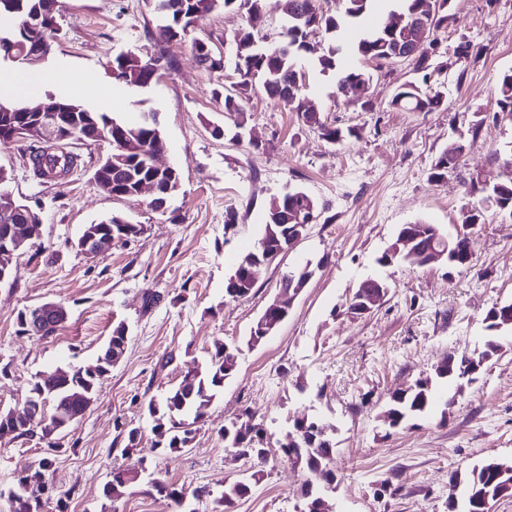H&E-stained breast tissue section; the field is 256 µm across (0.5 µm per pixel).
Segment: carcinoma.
Returning <instances> with one entry per match:
<instances>
[{
    "label": "carcinoma",
    "instance_id": "1",
    "mask_svg": "<svg viewBox=\"0 0 512 512\" xmlns=\"http://www.w3.org/2000/svg\"><path fill=\"white\" fill-rule=\"evenodd\" d=\"M223 2L224 9L232 10L238 0H155V7L160 18L170 30L171 40L181 41L195 22L213 11L218 2ZM284 16L280 44L266 47L256 38L254 28L264 17V0H247L249 4L248 25L239 28L233 37L236 71L238 72L237 91L224 95V112L228 115L242 114L243 103L250 96L260 91L269 99L292 112H299L303 121L320 131L322 138L332 144L340 145L349 137L358 135L355 128L342 129L325 124L318 112L304 108L302 96L304 75L296 69L295 59L305 55L315 56L316 66L323 73L334 71L338 76V89H351L360 108L364 112L374 111V104L369 98V88L373 74L358 68H341V59L345 55L372 60L392 62L404 55L414 64L415 71L422 74L421 82H411L401 87L391 99L389 106L406 112H432L443 103V93L432 89L431 76L440 67L438 63L441 52L438 35L446 32L448 26L455 22V0H442L446 9L437 20H430L427 12L429 0H394L397 4L395 13L404 18V22L395 29L382 26L366 29L351 43L338 39L342 26L359 23L373 11L377 0H336V8L323 6L322 0H280ZM427 24L432 27L426 43L417 37L415 25ZM320 32L328 37L329 42L323 48L311 44L310 36ZM192 51L200 65L208 70L224 67L222 58L211 54L208 45L200 40L192 43ZM481 52V48L464 40L453 48L456 61L464 64ZM166 55L161 53L147 60L136 54L119 55L112 59V77L120 82L134 84L147 82L151 74L158 71ZM496 105L503 117L512 121V69L500 72L495 79ZM158 126L141 121L125 125L127 142L132 144L135 153L129 156L127 165L112 171L113 188L128 189L135 180L154 175L147 155L152 149ZM462 139H450L448 145L432 161L429 177L435 182L444 179L448 169L454 167L465 151ZM33 175L45 178L54 172L67 173L74 165V157L68 153H58L46 147L32 149L30 154ZM470 200L463 211L461 228L455 235L444 234L436 224L418 222L412 225L418 238L417 246L424 251L432 245L451 247L453 267L469 268L473 263L470 249L469 230L476 224L486 223L487 217L505 213L512 217V174L495 180H476L471 182ZM323 207L305 191L294 189L279 196V209H268L265 233L258 242V247L245 254L237 267L247 265L250 260L261 255V246H269L277 241L283 248H288V237L297 232L301 224L309 220H319ZM254 282L240 279L236 282L227 278L225 295L235 293L243 300L251 295ZM487 319L486 329L490 338L486 342L484 353H489L494 341L500 336L512 334V302H504L499 308V318ZM123 331L119 326L113 330L107 345L98 359L103 367L109 368L123 356ZM239 348L224 344L208 354L206 371L193 373L188 371L181 380L155 407V401L147 405L149 416L153 417L152 430L159 437L156 444L166 451L187 448L195 438L198 424L205 417V408L224 388V382L232 378L237 369ZM469 352L454 355L453 372L441 373L437 370L421 378L399 397H393L387 409L399 414L398 427H405L410 421L426 416L434 404V391L442 381L460 382L465 379ZM103 373H90L79 369L69 373L70 385L59 387L52 379L42 376L29 388L26 402L48 403L51 412L48 420L40 428L41 437L49 438L55 431L65 428L64 422L55 419L54 412L59 408L73 414H80L84 408L80 400L94 398ZM8 425L22 436H31L33 432L26 427L20 412H0V427ZM218 436L224 441L225 451L241 458H248L259 463L267 460L264 429L253 422V416L243 414L239 422L227 424L219 429ZM282 454L304 464L310 474L303 489H319L321 479L328 473V466L333 462L330 452L335 445H330L313 433L305 438H296V442L280 445ZM52 461L42 459L35 466L24 467L17 479V489L9 496L11 512H43L44 495L49 490L50 468ZM145 469L142 465L127 466L112 472V480L103 488V495L108 499L122 495L123 490L135 484L143 486L142 493L168 500L172 512H184L185 492L157 479L144 480ZM512 482V473L498 477L491 469V459H486L474 466L460 483L453 486V495L457 499L458 512H484L474 498L475 486L492 492L501 481ZM257 473H252L247 480L237 478L224 480L223 489L216 493L207 487L193 491L197 500L212 499L211 512H234L238 501L250 496Z\"/></svg>",
    "mask_w": 512,
    "mask_h": 512
}]
</instances>
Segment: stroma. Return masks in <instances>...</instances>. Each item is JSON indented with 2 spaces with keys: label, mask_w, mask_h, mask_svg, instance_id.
Listing matches in <instances>:
<instances>
[{
  "label": "stroma",
  "mask_w": 512,
  "mask_h": 512,
  "mask_svg": "<svg viewBox=\"0 0 512 512\" xmlns=\"http://www.w3.org/2000/svg\"><path fill=\"white\" fill-rule=\"evenodd\" d=\"M455 8L458 21L442 34L443 46L469 40L484 51L465 72L448 69L444 103L433 112L388 107L400 85L418 80L411 62L380 67L355 59V67L374 74L377 109L364 112L352 94L339 92L335 73L297 60L323 120L361 130L339 146L260 93L245 103L243 125L225 114L224 86L238 79L230 56L233 35L248 20L243 8L216 7L186 41L171 42L152 0H56L59 31L49 53L35 63L0 62V73L54 74L52 83L31 84L21 104L53 93L130 122L154 114L162 159L181 179L162 213L149 197L117 199L96 185L93 173L107 146L70 141L74 171L40 180L29 167L28 140L0 145V186L43 224L42 238L16 258L10 281L0 285V411L22 409L42 373L95 363L114 327L124 326L128 336L123 358L72 427L47 440L0 435V512H9L18 472L44 457L53 461L45 512H170L141 486L115 501L103 487L114 469L138 461L146 476L188 493L251 474V460L232 459L217 434L245 412L263 422L270 452L253 494L235 512H299L309 473L282 457L279 446L303 415L319 420L336 445L334 512H448L453 476L490 456L512 458V335L500 337V353L445 413L403 429L380 419L394 391L430 374L448 354L482 350L487 311L512 301L506 214L472 228V267L377 262L402 225L423 221L455 233L471 179L505 173L512 159V122L497 117L494 95L496 75L512 68V0H456ZM195 39L226 56L225 67L200 66ZM161 49L171 64L150 86L113 79L115 56L147 59ZM471 107L478 117L468 116ZM452 137L462 138L466 151L457 169L432 182L431 162ZM291 189L314 196L324 222L262 269L248 299L225 297L237 259L265 233L271 199ZM230 211L235 222L228 227ZM114 214L142 225L143 233L85 257L74 246L84 226ZM309 261L318 269L287 320L248 346L251 326L283 277ZM368 278L386 280L389 295L370 315L351 317L347 302ZM45 302L65 307V322L46 338L17 335L19 311ZM224 342L241 347L237 370L194 441L172 453L156 447L148 402L184 372L204 369L214 345Z\"/></svg>",
  "instance_id": "stroma-1"
}]
</instances>
